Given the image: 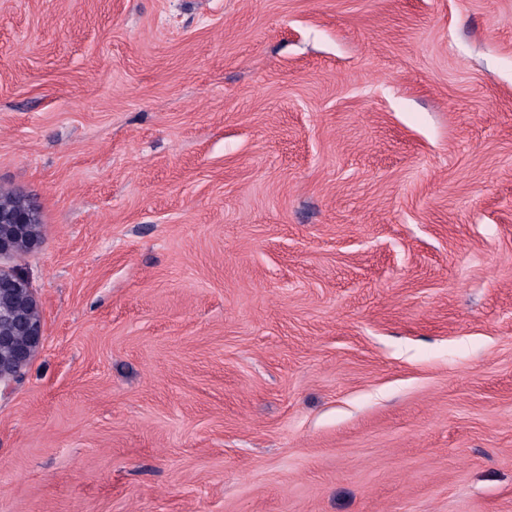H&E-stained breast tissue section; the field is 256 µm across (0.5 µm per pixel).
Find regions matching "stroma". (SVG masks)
I'll use <instances>...</instances> for the list:
<instances>
[{"mask_svg": "<svg viewBox=\"0 0 512 512\" xmlns=\"http://www.w3.org/2000/svg\"><path fill=\"white\" fill-rule=\"evenodd\" d=\"M0 190V512H512V0H0ZM9 208H0V259L16 254L15 246L20 240H26L29 248L38 243L37 226L41 223L39 212L24 197L13 195ZM18 253L27 251L21 243ZM0 307L6 308L7 314L0 312V394H10L14 382L22 375L31 360L30 349H21L27 343L30 348L38 350L44 342L45 329L35 296L26 279L14 271L0 268ZM34 310L38 317L28 320L18 318V312ZM25 331L26 336L16 332ZM10 336L13 338H10Z\"/></svg>", "mask_w": 512, "mask_h": 512, "instance_id": "obj_1", "label": "stroma"}]
</instances>
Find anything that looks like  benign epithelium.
<instances>
[{
	"label": "benign epithelium",
	"instance_id": "7a95c632",
	"mask_svg": "<svg viewBox=\"0 0 512 512\" xmlns=\"http://www.w3.org/2000/svg\"><path fill=\"white\" fill-rule=\"evenodd\" d=\"M41 223L39 212L24 197L14 196L8 208H0V259L16 254L20 240L29 247L38 243L37 226ZM0 394L13 390L14 382L22 375L31 360V350L39 349L44 342L45 329L41 317L21 320L18 312L23 309L39 311L38 303L26 279L11 270L0 268ZM24 330L30 348L14 346L12 336Z\"/></svg>",
	"mask_w": 512,
	"mask_h": 512
}]
</instances>
